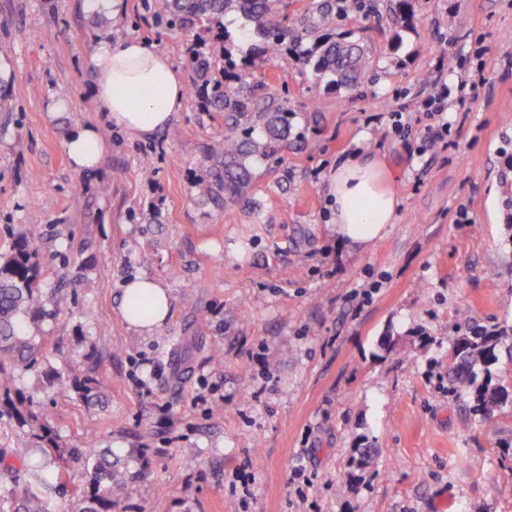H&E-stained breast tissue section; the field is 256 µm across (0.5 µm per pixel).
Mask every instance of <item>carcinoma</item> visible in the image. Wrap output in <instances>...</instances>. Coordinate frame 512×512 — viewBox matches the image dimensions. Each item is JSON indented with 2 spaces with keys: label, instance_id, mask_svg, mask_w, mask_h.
<instances>
[{
  "label": "carcinoma",
  "instance_id": "1",
  "mask_svg": "<svg viewBox=\"0 0 512 512\" xmlns=\"http://www.w3.org/2000/svg\"><path fill=\"white\" fill-rule=\"evenodd\" d=\"M276 0H152L150 8L159 24L179 26L193 46L207 40L216 29L223 30L224 55L214 59L200 51L191 54V63L205 78L202 91L207 105L225 113L224 140L210 147V157L217 162L210 181L202 188V196L224 201L228 206L241 201L255 176L253 160L257 156L272 157L276 148L288 141V110L273 101L258 103L252 96L247 78L250 71L235 74L237 82L224 83L225 75L236 70L230 43L231 34L224 30L221 19L238 12L251 22L255 40L249 52V65L266 64L278 56L288 44L299 49L300 61L312 69L316 82L323 80L351 88L363 83L373 69L362 39L334 38L324 33L329 10H320L317 20L306 14L295 27L277 18ZM388 11L397 28L415 30L414 0H388ZM263 131L265 141L246 136L254 127ZM41 264L36 248L20 236L10 251L0 254V388L10 387L16 369L38 370L47 361L41 350L30 345L22 331L21 318L38 320L45 310L40 305L39 278ZM501 336L496 330L480 328L455 337L448 350V381L453 391L467 396L477 409L490 415L502 406L505 391L492 383V368L499 361ZM72 388L79 398L96 402L103 392V382L90 372L76 379ZM17 419L20 425H34L32 436L37 446L30 449L23 464L25 487L21 512H50L48 495L55 485L45 472L44 458L48 449L58 447L50 420L40 411L23 412L13 404L0 409ZM111 452L87 446L73 448L60 465L63 474L68 463L79 464L90 472L89 491L79 490L69 512H112V494L121 488L122 477L112 472Z\"/></svg>",
  "mask_w": 512,
  "mask_h": 512
}]
</instances>
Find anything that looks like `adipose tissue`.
<instances>
[{
    "mask_svg": "<svg viewBox=\"0 0 512 512\" xmlns=\"http://www.w3.org/2000/svg\"><path fill=\"white\" fill-rule=\"evenodd\" d=\"M91 93L113 121L131 137L146 139L167 128L185 102L181 71L169 57L148 43L127 38L105 41L92 52ZM74 169L98 167L103 146L91 126L73 128L64 142ZM392 175L376 156L361 152L341 160L327 178L333 203V222L352 246L367 247L393 224L400 199L391 186ZM169 289L158 279L140 274L121 288L120 314L130 328L152 333L168 320Z\"/></svg>",
    "mask_w": 512,
    "mask_h": 512,
    "instance_id": "adipose-tissue-1",
    "label": "adipose tissue"
}]
</instances>
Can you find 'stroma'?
I'll return each instance as SVG.
<instances>
[{
  "instance_id": "obj_1",
  "label": "stroma",
  "mask_w": 512,
  "mask_h": 512,
  "mask_svg": "<svg viewBox=\"0 0 512 512\" xmlns=\"http://www.w3.org/2000/svg\"><path fill=\"white\" fill-rule=\"evenodd\" d=\"M144 4L112 17L0 0V252L19 236L37 248L45 314L27 335L71 376L101 358L105 385L89 405L21 368L11 392L45 410L60 447L112 449L127 478L112 512H512V0H416L396 50L382 5L331 14L376 64L354 88L314 83L290 51L255 69V99L287 106L292 135L228 207L198 194L223 113L187 95L144 141L88 93L86 57L109 39L155 45L198 83L189 41ZM437 83L449 131L432 148ZM81 124L102 139L94 173L64 150ZM355 149L382 158L401 200L361 250L326 196ZM140 273L172 296L150 335L119 312ZM481 326L503 335L493 378L509 396L488 418L448 383L450 340ZM363 444L376 454L360 471Z\"/></svg>"
}]
</instances>
